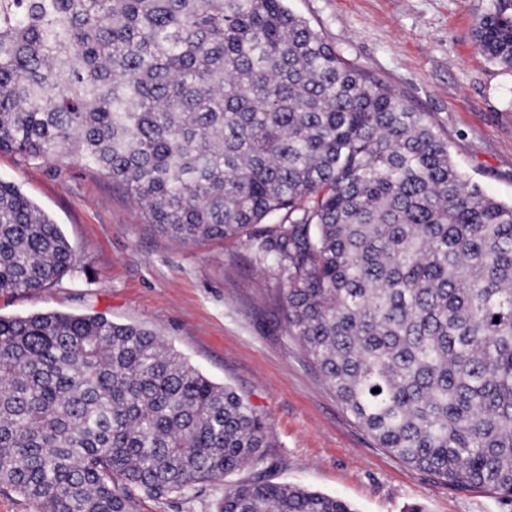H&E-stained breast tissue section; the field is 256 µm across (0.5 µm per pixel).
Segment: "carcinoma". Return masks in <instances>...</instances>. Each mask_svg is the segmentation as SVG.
I'll use <instances>...</instances> for the list:
<instances>
[{
  "instance_id": "cac0c4a2",
  "label": "carcinoma",
  "mask_w": 512,
  "mask_h": 512,
  "mask_svg": "<svg viewBox=\"0 0 512 512\" xmlns=\"http://www.w3.org/2000/svg\"><path fill=\"white\" fill-rule=\"evenodd\" d=\"M474 38L511 70L512 0ZM0 151L90 169L185 243L253 241L289 335L376 445L512 501V203L285 0H0ZM75 262L0 179V292ZM268 447L252 405L149 329L0 316V491L35 512H134ZM216 512L358 510L254 479Z\"/></svg>"
}]
</instances>
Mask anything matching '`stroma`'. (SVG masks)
Here are the masks:
<instances>
[{
	"instance_id": "1",
	"label": "stroma",
	"mask_w": 512,
	"mask_h": 512,
	"mask_svg": "<svg viewBox=\"0 0 512 512\" xmlns=\"http://www.w3.org/2000/svg\"><path fill=\"white\" fill-rule=\"evenodd\" d=\"M489 0H288L349 63L383 82L445 135L462 174L512 201V71L478 51ZM15 183L60 225L76 263L37 292L0 293V316L103 315L154 331L266 420L267 461L234 474L295 484L358 512H512L482 489L458 491L377 448L290 336L286 285L250 241L187 244L146 224L111 180L76 165L0 152ZM217 481L185 496L138 497L135 512H214Z\"/></svg>"
}]
</instances>
